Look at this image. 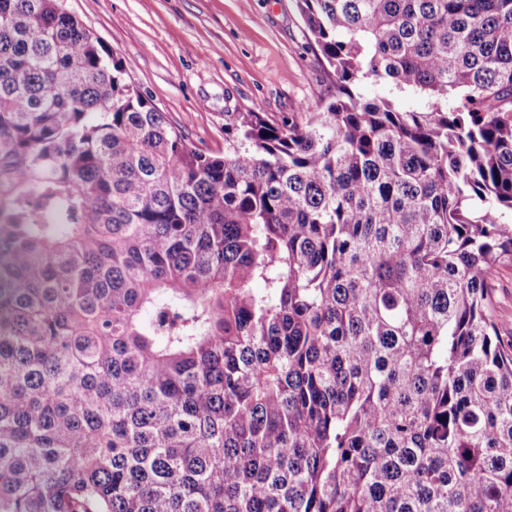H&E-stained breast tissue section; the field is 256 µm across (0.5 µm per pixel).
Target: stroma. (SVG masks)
<instances>
[{
    "label": "stroma",
    "mask_w": 512,
    "mask_h": 512,
    "mask_svg": "<svg viewBox=\"0 0 512 512\" xmlns=\"http://www.w3.org/2000/svg\"><path fill=\"white\" fill-rule=\"evenodd\" d=\"M196 146L228 112H320L329 78L296 0H64Z\"/></svg>",
    "instance_id": "1"
}]
</instances>
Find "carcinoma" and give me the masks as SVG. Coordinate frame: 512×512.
<instances>
[{"label": "carcinoma", "mask_w": 512, "mask_h": 512, "mask_svg": "<svg viewBox=\"0 0 512 512\" xmlns=\"http://www.w3.org/2000/svg\"><path fill=\"white\" fill-rule=\"evenodd\" d=\"M297 5L221 153L0 0V512H512V0ZM496 305L502 316H512V267H500L494 278Z\"/></svg>", "instance_id": "obj_1"}]
</instances>
